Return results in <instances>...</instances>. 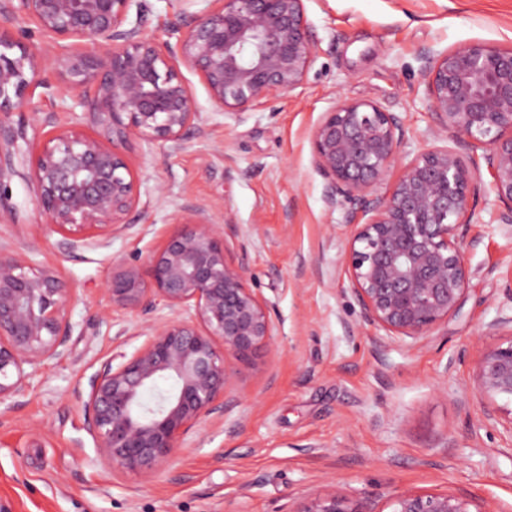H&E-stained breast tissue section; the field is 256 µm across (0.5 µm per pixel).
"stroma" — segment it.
Here are the masks:
<instances>
[{
	"instance_id": "1",
	"label": "stroma",
	"mask_w": 512,
	"mask_h": 512,
	"mask_svg": "<svg viewBox=\"0 0 512 512\" xmlns=\"http://www.w3.org/2000/svg\"><path fill=\"white\" fill-rule=\"evenodd\" d=\"M317 56L303 84L225 118L184 71L203 134L168 155L140 142L130 157L150 207L109 246L59 250L53 226L14 179V223L0 242L58 269L73 288L69 354L47 364L0 411V512H294L337 488L362 512H394L405 491L468 499L471 512H512V400L474 390L477 363L512 343V228L493 223L481 172L459 247L470 270L461 313L423 341L364 323L344 257L351 228L325 202L310 134L334 102L399 113L405 164L434 146L435 116L418 55L473 41L512 46V0H305ZM225 214L224 247L265 301L276 349L234 371L224 411L203 417L152 480L102 463L82 397L112 355L142 345L169 317L112 305L113 262L145 261L182 205Z\"/></svg>"
}]
</instances>
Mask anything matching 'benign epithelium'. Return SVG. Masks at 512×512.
Wrapping results in <instances>:
<instances>
[{"label": "benign epithelium", "instance_id": "benign-epithelium-1", "mask_svg": "<svg viewBox=\"0 0 512 512\" xmlns=\"http://www.w3.org/2000/svg\"><path fill=\"white\" fill-rule=\"evenodd\" d=\"M179 21L160 43L140 22L143 0H0V223L18 175L20 144L31 157L38 214L72 253L105 246L127 217L143 215L140 178L127 148L144 141L163 153L203 132L180 66L193 71L212 104L236 123L245 111L298 88L314 62L305 0H210ZM136 23H131V11ZM31 21L45 48L15 38ZM426 99L434 137H462L482 158L499 209L512 224V48L474 41L423 49ZM70 98L43 112L37 88ZM81 112H76V109ZM15 113L28 121L13 124ZM32 135H27V131ZM406 135L403 119L378 103L341 101L311 131L316 168L328 180L325 200L346 209L351 234L346 272L365 322L420 339L462 308L470 271L459 228L471 222L479 161L448 147L424 149L394 170ZM112 264V304L171 317L148 327L146 340L121 361L103 362L90 378L83 407L100 461L149 482L202 417L224 411L233 372L227 357L271 351L274 326L266 304L245 283L224 248V227L199 207H184L179 227L147 259ZM71 288L60 272L34 264L0 243V404L23 394L30 379L68 353L73 337ZM162 381L170 383L158 390ZM476 391L512 398V343L483 354ZM394 512H469L448 494L401 493ZM294 512H363L332 489Z\"/></svg>", "mask_w": 512, "mask_h": 512}]
</instances>
